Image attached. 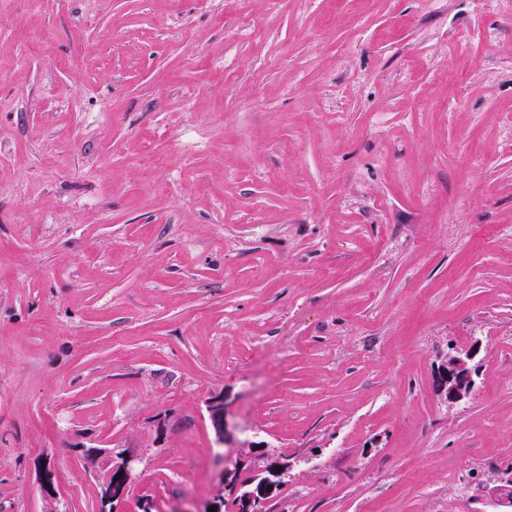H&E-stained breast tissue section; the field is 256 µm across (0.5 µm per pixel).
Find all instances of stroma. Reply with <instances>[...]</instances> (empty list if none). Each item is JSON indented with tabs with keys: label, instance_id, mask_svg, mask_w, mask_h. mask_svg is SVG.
Masks as SVG:
<instances>
[{
	"label": "stroma",
	"instance_id": "stroma-1",
	"mask_svg": "<svg viewBox=\"0 0 512 512\" xmlns=\"http://www.w3.org/2000/svg\"><path fill=\"white\" fill-rule=\"evenodd\" d=\"M259 441L272 512L512 465V0H0V512H99L91 444L203 512ZM477 348L472 345L465 349H456L448 354V359L435 374L437 391L448 401H456L467 396L473 386L476 369L472 365ZM205 405L208 417L218 438L221 442L226 444L229 440V434L227 431V414L224 405V396H213L205 402Z\"/></svg>",
	"mask_w": 512,
	"mask_h": 512
}]
</instances>
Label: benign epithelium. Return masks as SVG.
I'll return each mask as SVG.
<instances>
[{
	"label": "benign epithelium",
	"mask_w": 512,
	"mask_h": 512,
	"mask_svg": "<svg viewBox=\"0 0 512 512\" xmlns=\"http://www.w3.org/2000/svg\"><path fill=\"white\" fill-rule=\"evenodd\" d=\"M476 354L477 348L472 345L465 349H457L448 355L446 362L438 367L435 374L436 387L440 395L449 401H456L471 392L474 386L473 375L476 372L472 361ZM205 405L218 438L224 443L228 442L224 396H213ZM79 452L83 461L101 476L100 512H120L126 494L138 481L139 457L129 451L115 453L110 448L97 446H83L79 448ZM241 469L240 463L224 469L220 475V483L232 488L234 494L238 495V505L242 512H265L268 497L274 493L277 486L275 479L280 477V474L273 473V477L264 479L258 486L251 483L242 485L236 479V473ZM41 493L46 503L44 512H58V492L48 468L43 469ZM474 497L499 512H509L512 509V470L500 471L494 478L477 483L474 487Z\"/></svg>",
	"instance_id": "1"
}]
</instances>
